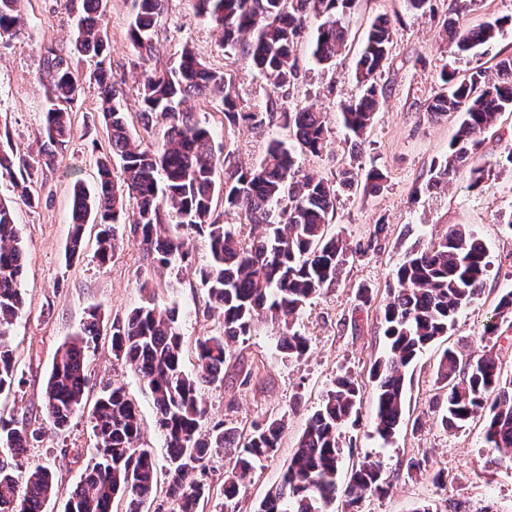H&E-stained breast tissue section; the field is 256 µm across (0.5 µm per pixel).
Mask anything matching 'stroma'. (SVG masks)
<instances>
[{
	"mask_svg": "<svg viewBox=\"0 0 512 512\" xmlns=\"http://www.w3.org/2000/svg\"><path fill=\"white\" fill-rule=\"evenodd\" d=\"M79 0H22L26 25L13 38H0V148L10 146L29 156H38L44 141L47 99L39 79L47 48L66 52L71 47L74 17ZM132 0H110L104 29L110 46L112 75L124 93L129 112L134 113V133H142L138 119L136 80L127 30ZM380 15L391 18L396 36L392 56L382 81L387 98L362 140L349 137L342 127L338 106L359 93L354 70L362 40L371 22ZM346 22L353 36L350 50L337 56L332 66L318 65L308 42L299 43L297 77L288 91L274 89L254 71L248 59L225 53L219 33L199 16L193 0H169L154 31L158 48L154 66L176 65L183 47H191L212 70L233 84L248 112L265 111L270 102L288 107L311 105L327 112L332 128L331 143L320 156H300L299 170L335 179L343 167L379 168L385 174L373 195L343 191L331 232L351 241H363L375 224H384L381 251L355 258L340 280L325 289L307 306L299 324L309 349L300 358L282 357L277 349L278 329L260 324L234 344L224 364L222 385L206 390L208 415L202 430L219 422L249 433L253 423L286 416L288 429L274 456L264 460L246 479L233 500L213 498L199 512H255L267 490L280 482L308 417L318 407L336 376L348 375L363 386L364 397L358 421L344 436L351 446L345 462L366 458L378 463L384 490L366 496L359 512H415L432 505L434 512H448L452 501L463 502L467 512H512V461L486 444L481 423L466 428L444 429L432 410L436 372L445 346L471 355L495 350L505 368H512V328L498 344L483 339V326L502 291L512 289V234L503 226L512 219V167L500 165L501 135L512 133V115L502 114L474 158L484 170V187L471 188L469 168H461L448 184L431 186L433 168L446 157L458 128L457 115L436 119L426 104L439 87V73L452 65L459 73L492 69L501 57L512 55V22L505 25L490 47L462 51L443 41L439 25L429 16L409 10L405 0H359ZM201 125L212 133L217 157L246 166L258 162L268 144L288 141L289 132L279 121L255 126L245 122L224 125L220 96L188 100ZM108 151L107 130L96 85L84 87L62 148L51 165L39 169L32 185L40 204L15 207L16 222L25 251L21 281L26 302L24 317L12 329L19 369L24 383L14 396L0 399V412L26 417L44 427L45 434L21 462L22 469L44 464L57 468L64 487L79 482L86 464L95 455L89 414L79 415L69 431L47 428L42 413L43 396L52 359L58 346L72 337L91 311L105 319L122 318L141 303V285L154 289L157 303L177 306L178 325L185 341L184 366L194 370L195 342L199 337L222 331L219 313L209 311L207 293L195 268L209 260L204 235L182 229L188 251V269L158 267L134 241H126L114 258L100 264L94 255L95 226L86 229V246L79 260L65 257L71 223L75 184L93 185L97 160ZM465 224L487 245L490 272L482 295L458 317L445 343L425 350L413 363L405 386V421L390 441L373 431L374 382L371 369L385 352L379 307L396 287L395 272L415 245L441 238L449 227ZM371 288L374 307L355 314L357 286ZM357 318L358 331L340 330L343 319ZM89 399L101 388L117 383L141 411L142 447L148 448L158 474L167 470V450L156 425L150 397L140 379L123 360L114 357L109 341H100L92 357ZM420 469H413V462Z\"/></svg>",
	"mask_w": 512,
	"mask_h": 512,
	"instance_id": "obj_1",
	"label": "stroma"
}]
</instances>
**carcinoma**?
<instances>
[{
    "label": "carcinoma",
    "mask_w": 512,
    "mask_h": 512,
    "mask_svg": "<svg viewBox=\"0 0 512 512\" xmlns=\"http://www.w3.org/2000/svg\"><path fill=\"white\" fill-rule=\"evenodd\" d=\"M109 0H80L70 55L55 50L42 59L41 79L47 81L48 105L44 115L46 141L43 163L49 164L56 146L65 142L75 102L82 86L72 58L94 63L90 83L97 86L107 130L109 153L98 162L97 181L90 190L73 188L72 227L65 247L67 261L80 258L85 226L99 227L96 255L110 262L124 243V231L166 269L185 258L182 241L171 224L198 231L209 242V262L197 274L207 297L219 309L223 330L196 342V371L183 367V342L175 308L162 307L150 296L125 317L107 322L89 314L80 331L56 350L44 394V414L57 431L67 430L84 411L90 380V349L110 339L112 352L124 359L140 378L153 400L157 424L168 454L167 481L156 512H198L214 488L203 476L216 448L232 445L238 434L219 422L203 435L206 415L204 390L224 382V362L231 346L248 336L261 322L281 327L278 348L290 358L303 356L307 338L296 328L303 310L324 289L336 283L350 259L380 248L378 232L366 242L351 243L341 233L329 234L336 217V202L343 189L365 194L380 190L384 180L378 168L346 167L339 180L315 175L298 177L297 153L318 156L330 137L327 113L308 107L281 111L243 112L224 75L207 67L185 47L169 70H143L138 87L144 130L167 122L159 143L143 145L123 112L112 81L108 41L103 22ZM197 12L221 31L222 46L241 50L251 66L282 89L297 76L294 51L308 23H316L311 55L329 67L347 46L343 23L357 0H194ZM20 0H0V37L16 36L25 26ZM128 38L141 65L154 60L157 47L153 28L168 0H135ZM508 18L464 29L451 14L440 33L461 50L489 45ZM395 28L390 18L371 23L355 65L360 94L340 105L344 127L361 138L372 126L387 95L379 81L390 58ZM496 76L482 69L461 75L454 69L440 73L441 86L427 105L436 118L458 113L459 125L445 162L434 169L432 184L450 182L470 164L485 134L505 112L512 113V56L495 64ZM218 94L223 98L224 120L263 124L274 118L291 133L292 142L272 141L263 159L243 167L228 164L224 180L217 181L210 131L184 103L189 97ZM120 159L114 170L112 158ZM38 167L14 150L0 149V173L13 179L19 200L28 207L39 203L30 189ZM137 211L126 222V201ZM224 211L240 213L251 226L248 236L221 221ZM25 265L12 205L0 200V396L21 390L22 378L13 349L5 339L9 328L25 314L21 277ZM490 265L482 239L458 224L440 240L410 252L396 272L398 288L382 308L386 354L375 362L374 432L389 441L404 422L407 369L428 347L454 329L457 315L482 292ZM512 327V289L504 291L485 325L483 335L499 336L502 324ZM440 422L459 430L472 420L483 421L485 439L506 457L512 456V374L498 357L485 352L477 357L445 349L437 372ZM362 387L357 380L338 376L319 407L308 418L281 482L269 490L256 512H358L368 493L383 490L381 467L364 460L341 478L344 457L342 432L357 417ZM97 453L80 482L61 489L56 473L39 465L20 481L15 470L29 449L41 442V428L24 419L0 417V512H46L60 495L65 512H114L115 501H125V512H141V505L156 498L158 487L151 453L140 447V414L121 385H109L90 414ZM285 428L284 417L270 418L244 438L225 472L220 495L236 498L247 476L274 454Z\"/></svg>",
    "instance_id": "cac0c4a2"
}]
</instances>
